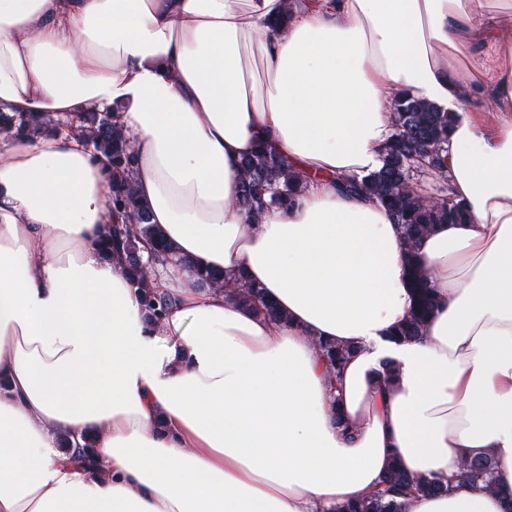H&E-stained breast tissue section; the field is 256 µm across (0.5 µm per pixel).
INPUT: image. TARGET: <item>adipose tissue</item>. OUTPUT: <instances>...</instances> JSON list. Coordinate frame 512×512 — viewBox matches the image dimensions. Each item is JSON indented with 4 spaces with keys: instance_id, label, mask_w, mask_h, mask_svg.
I'll return each instance as SVG.
<instances>
[{
    "instance_id": "obj_1",
    "label": "adipose tissue",
    "mask_w": 512,
    "mask_h": 512,
    "mask_svg": "<svg viewBox=\"0 0 512 512\" xmlns=\"http://www.w3.org/2000/svg\"><path fill=\"white\" fill-rule=\"evenodd\" d=\"M405 94L454 113L444 174L468 212L411 251L385 206L332 184L380 168ZM0 109L64 121L0 132V512H333L395 460L448 486L405 512H506L512 0H0ZM93 109L134 138L178 258L150 274L174 299L158 321L101 249ZM264 146L310 184L253 218L239 163ZM412 261L437 306L397 340ZM195 264L258 284L282 321L198 287ZM86 438L92 471L63 448ZM475 457L497 491L462 478Z\"/></svg>"
}]
</instances>
